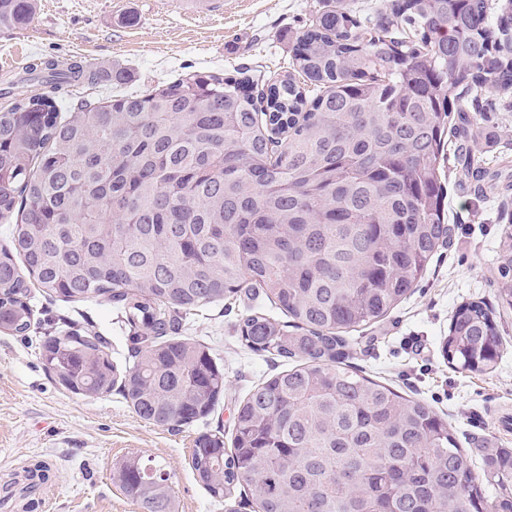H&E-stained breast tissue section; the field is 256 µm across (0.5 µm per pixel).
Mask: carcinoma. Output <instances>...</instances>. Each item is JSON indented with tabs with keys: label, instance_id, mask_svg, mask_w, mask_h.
<instances>
[{
	"label": "carcinoma",
	"instance_id": "obj_1",
	"mask_svg": "<svg viewBox=\"0 0 512 512\" xmlns=\"http://www.w3.org/2000/svg\"><path fill=\"white\" fill-rule=\"evenodd\" d=\"M37 0H0V30L28 27ZM512 0H391L353 14L323 0L297 38L293 73L199 72L107 102L80 81L123 72L32 60L48 91L0 106V331L31 326L30 283L68 302L101 298L132 344L120 372L108 340L45 337L65 389H119L142 420L173 429L214 411L224 366L175 330L238 294L252 352L294 366L241 400L231 450L204 433L191 467L219 500L242 481L258 512H512V448L486 441L476 482L452 424L425 402L343 367L348 334L386 318L451 237L447 173L482 158L461 145V101L512 93ZM497 290L512 307V231ZM494 310L454 312L442 355L489 373L501 357ZM32 484L47 467L27 468ZM152 460L118 474L142 512H172Z\"/></svg>",
	"mask_w": 512,
	"mask_h": 512
}]
</instances>
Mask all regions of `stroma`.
<instances>
[{
  "instance_id": "35a3bbf8",
  "label": "stroma",
  "mask_w": 512,
  "mask_h": 512,
  "mask_svg": "<svg viewBox=\"0 0 512 512\" xmlns=\"http://www.w3.org/2000/svg\"><path fill=\"white\" fill-rule=\"evenodd\" d=\"M221 11L202 13L181 0H38L33 23L0 31V89L35 90L22 79L16 58L88 60L125 74L121 87L83 83L76 95L102 101L143 91L198 72L232 73L242 65L273 69L290 61L297 37L311 24L321 0H223ZM483 132L471 141L500 183L512 185V96L475 116ZM454 231L425 278L389 317L357 331L350 360L361 375L426 401L457 430L476 478H483V448L493 417L512 414V307L497 298V244L512 227V188L478 194L448 185ZM28 335L0 332V487L22 479L31 461H43L37 512H141L117 480L130 459H152L167 472L175 512H224L197 482L191 457L197 437L231 431L243 397L288 362L254 353L241 343L238 319L249 296L204 308L180 333L206 343L224 364V397L203 420L180 429L140 419L118 393L84 396L64 389L40 358L49 332L73 327L105 336L112 359L124 367L128 331L108 303H67L32 290ZM483 300L497 315L503 351L495 370L470 372L448 365L440 343L456 308Z\"/></svg>"
}]
</instances>
